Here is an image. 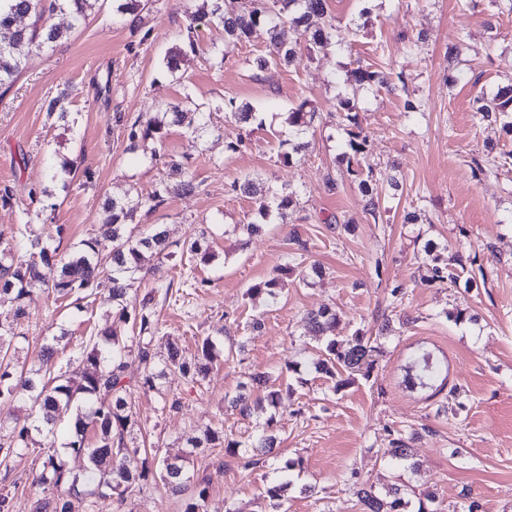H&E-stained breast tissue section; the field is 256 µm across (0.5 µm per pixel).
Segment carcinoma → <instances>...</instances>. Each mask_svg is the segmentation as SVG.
I'll list each match as a JSON object with an SVG mask.
<instances>
[{
  "label": "carcinoma",
  "instance_id": "cac0c4a2",
  "mask_svg": "<svg viewBox=\"0 0 512 512\" xmlns=\"http://www.w3.org/2000/svg\"><path fill=\"white\" fill-rule=\"evenodd\" d=\"M99 0H0V88L7 89L14 77L26 65L32 49L48 48L62 40L67 33L82 26L95 11ZM144 8L142 0H113V16L122 21L128 15L136 16ZM328 0H211L210 12L185 11L187 25L182 46L173 48L166 57L165 67L175 73L176 57L188 48L197 46V30L208 16L218 18L224 24V40L242 43L250 39L259 28L269 34L265 53L255 59L254 68L262 72L271 65L296 64L302 56L311 59L337 47L332 28H311V17L328 13ZM62 14L68 18L65 26L52 23V17ZM288 24L297 34L293 41L281 36V26ZM476 112L484 120L509 117L512 111V88L499 90L493 97L481 94L475 98ZM308 102L300 103L288 113L291 135L300 138L311 127L314 112L307 109ZM224 112L240 123L250 124L257 120L253 107L239 105L230 99L224 102ZM170 126L183 128L184 135L194 144L207 132L206 112L195 106V111L185 112L174 105L165 112L136 118L127 125V137L131 147L138 141L155 139L163 141ZM366 138L351 136L349 147L353 152L356 168H347L350 175L360 178L359 189L365 198V210L376 214L381 204L377 183L373 182V167L365 156ZM169 170L180 175L179 187L183 192L196 188L188 158L170 159L165 162ZM231 189L254 199L258 203V216L267 221L276 216L283 218L293 202V193L274 186L265 189L253 180L236 181ZM138 203L128 198H112L104 207L97 227L99 235L112 240V253L106 257L97 249L98 239L90 237L72 247L68 258L61 263L57 259L58 248L43 240L31 224L18 228L14 242L0 241V301L17 303L12 316L0 317V337L17 336L18 320L23 308L18 305L32 288H43L63 298L84 300L93 295V288L100 275L107 273L112 280V307L115 317L112 325L105 328L98 340L69 363V369H55L52 364L54 351L44 350L45 371L38 378L20 373L14 374L9 367L0 365V397L26 395L40 406L43 420L50 424L60 407H72L76 411L74 429L67 448L82 454L88 462L87 478L80 479L65 469L54 453H47L42 462V480L56 487L65 488L66 496H45L38 499L34 512H71V499L91 494L96 485L110 491L117 507H122L140 482L150 473L148 467L134 465L137 449L127 447L125 438L131 425V388L123 383L125 355L136 352L143 366L144 375L140 387L156 389L154 372L156 354L152 348L158 322L152 302L153 295L145 297L139 306L128 308L124 303L127 290L136 275L153 259L171 258L166 232L158 228L153 232L136 236L127 230L125 221L132 217ZM180 263L191 265L206 262L198 239H190L179 246ZM308 325L318 335L327 337L313 362L315 370L334 381L339 390L349 379L339 375L360 373L370 376L375 364L379 345L357 331L351 336L336 335L339 319L336 313L319 310L307 315ZM135 339L134 349H129L128 339ZM165 367L178 371L183 377L196 379L201 373L197 363L188 359L182 350L172 345L164 361ZM415 372L408 375L412 386L426 387L439 375L440 368L430 354L421 355L414 363ZM261 401L252 399L248 386L232 397L231 407L247 417ZM274 419L268 418L256 427L249 442L220 437L214 433L207 437L210 444L224 446L225 453L241 456L243 468L249 469L259 460L239 454L241 448H262L272 453L277 442L273 434ZM382 457L388 461H408L410 451L407 439L398 436L383 449ZM156 475L174 494H180L186 483L183 467L167 458L156 462ZM291 482L273 479L265 488L271 500H280ZM360 512H408L409 500L406 489L391 486L379 492L365 483L356 490Z\"/></svg>",
  "mask_w": 512,
  "mask_h": 512
}]
</instances>
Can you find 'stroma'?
Returning a JSON list of instances; mask_svg holds the SVG:
<instances>
[{
  "instance_id": "35a3bbf8",
  "label": "stroma",
  "mask_w": 512,
  "mask_h": 512,
  "mask_svg": "<svg viewBox=\"0 0 512 512\" xmlns=\"http://www.w3.org/2000/svg\"><path fill=\"white\" fill-rule=\"evenodd\" d=\"M329 5L341 51L273 65L255 78L250 64L266 50L265 31L228 45L223 24L212 21L173 75L164 58L186 25L181 0H149L137 25L115 20L112 0H100L69 39L32 51L0 94V187L15 191L11 205H0V240L11 241L26 222L29 188L45 186L57 209L51 221L35 220L34 227L67 251L90 236L107 198L128 193L144 200L167 184L166 168L151 159L156 151L191 154L198 188L168 194L154 211L140 206L135 233L157 225L169 241L181 242L209 230L208 262L190 267L166 260L159 272L140 277L127 298L132 307L154 293L158 357L172 343L193 356L206 339L218 354L198 380L169 371L150 391L137 386L142 365L125 358L123 377L135 388L127 442L144 458L179 459L188 488L175 496L152 476L123 506L87 496L73 501L72 512H184L201 489L207 512H359L357 478L379 489L407 488L415 504L433 492L441 512H466L472 501L481 512H512V135L481 121L472 107L476 93L512 85V15L498 13L492 0ZM459 31L466 34L462 63L452 71L446 53ZM360 62L389 80L403 78L405 91L358 85L353 71ZM56 96L67 103L66 118L47 114ZM343 96L358 103L355 123L335 110ZM229 98L251 104L263 122L235 154L225 146L242 128L219 109ZM188 99L213 108L202 144L173 126L164 141L130 149L127 123ZM409 99L421 102L422 111H407ZM305 100L316 110L313 132L286 166L278 153L288 137L287 117ZM354 129L367 139L382 189L376 217L366 212L343 157ZM51 159L69 161L66 182H49ZM246 177L296 192L286 220L271 219L252 236L240 226L254 220V201L229 190ZM330 177L338 181L332 192L325 188ZM392 179L398 189L389 187ZM410 211L417 212L416 223L405 222ZM333 218L350 222L351 230L329 229ZM458 253L465 267L457 281H430L434 259ZM293 261L305 269L319 264L323 274L303 280L285 273ZM273 277L280 280L276 298L248 297V288ZM111 287L109 276L100 277L80 309L33 290L7 362L36 370L48 345L55 365L77 357L112 321ZM324 308L339 314L338 335L382 338L371 375H353L338 392L310 363L324 341L304 318ZM460 309L467 314L461 322L454 318ZM424 353L439 363L440 375L433 386H410L408 370ZM257 371L269 372L271 386L282 391L274 411L278 463L303 462L290 471L292 485L278 506L264 496L268 464L246 470L223 449L191 445L209 428L246 439L265 419L264 411L244 417L227 403ZM168 396L179 399V408L165 406ZM74 419V410H63L46 427L30 401L0 398V435L29 430L24 446L0 462V496L8 497L10 512H32L37 499L54 494L38 481L47 451L84 475L86 458L66 447ZM397 431L416 435L413 465L382 457ZM306 485L315 488L313 497L302 494Z\"/></svg>"
}]
</instances>
